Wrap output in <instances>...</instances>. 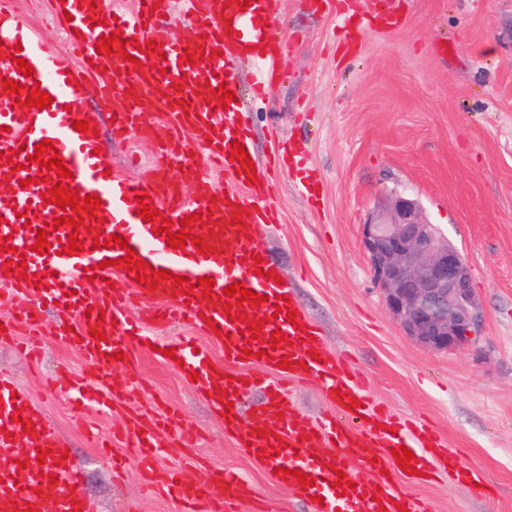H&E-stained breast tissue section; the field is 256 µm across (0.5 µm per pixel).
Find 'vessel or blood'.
I'll return each mask as SVG.
<instances>
[{"label":"vessel or blood","mask_w":512,"mask_h":512,"mask_svg":"<svg viewBox=\"0 0 512 512\" xmlns=\"http://www.w3.org/2000/svg\"><path fill=\"white\" fill-rule=\"evenodd\" d=\"M57 18L62 19L70 47L78 63L45 52L32 29L14 20L13 0H0V56L5 57L6 76L18 85L38 86L48 93L50 107L23 108L13 97L0 95V169L17 166L14 178L0 183V238L10 237L12 251H0V265L24 264V272H0V281L10 286L21 303L11 320L0 327V341L14 338L19 323L37 324L42 307L70 309L73 326H61L57 338L77 347L83 354L87 371L69 383L71 401L79 407L89 405L111 408L115 398L141 388L142 380L133 363V348L171 344L150 335L149 325L181 317L202 330L212 343L224 351V360L238 362L242 349H249V364L276 370L280 360L291 361L287 375L296 379H318L322 390L335 405L322 424L289 412L288 398L280 385L269 378L241 374L239 379L224 378L223 368L213 366L209 345L196 344L186 337L175 344L182 377L198 374L196 388L216 413L223 417L225 434L234 436L256 462L276 473L275 480L302 500L318 497L314 512H431L420 502L398 490L396 480L403 471L392 451L408 448L415 456L414 468L429 473L438 460L457 476L479 483V476L460 465L458 457L443 448L433 431L408 436L396 419L371 409L362 375L349 370L344 360L328 352L318 329L305 316L288 322V289L265 274L273 270L270 261L256 262L263 248L257 239L259 225L272 221L266 207L253 204L260 196V183L252 182L247 166L229 157L233 143L250 146L249 127L242 113L223 108L213 91L226 85L236 91L234 77L226 70L224 57L229 44L253 45L262 42L270 22V0H249L241 8L234 0H183L193 31L188 38L165 42L161 51L147 50L156 29L166 24L169 0H135L132 11H115L107 0H50ZM123 33L125 55L97 53L99 38ZM24 48L23 58L33 68L32 75L18 72L11 56ZM191 52L195 64L185 63L184 52ZM95 88L103 110L115 100L125 107L112 124L113 137L131 131L152 138L161 146L154 175L132 180L112 173L104 154L95 153L87 134L75 130L74 122L84 120L78 111L83 89ZM54 143L71 177L66 185L80 196L97 195L102 202L96 232L102 236L127 237L129 247L154 269L172 276L187 277L194 290L181 294L171 279L158 280L156 286L139 283L133 270L116 266L127 249L94 248L93 233L83 231L82 253L68 255L72 229L62 225L50 232L45 252L34 251L37 233L55 218L71 216V209L44 204L48 179L54 170L28 162L34 147L43 140ZM182 168L192 185L184 193L169 172ZM230 176L234 186L220 190L215 173ZM147 202L161 216L171 220L172 232L187 229L202 236L212 252L200 254L193 244L172 249L166 235L154 233L137 210ZM248 217L245 225L233 222L235 207ZM205 215V223L195 215ZM118 275L124 287L111 289L104 281ZM214 281L211 297L198 289L199 278ZM240 283L245 289L265 295L262 305L243 304L246 321H230L221 296L226 287ZM143 310L141 317L130 315L131 306ZM263 322L258 338L246 330L249 322ZM104 339H97V332ZM281 332L284 343L275 349H263L264 340ZM121 354L118 365L122 377H114L112 354ZM261 391L264 399L256 409L250 427H243L238 410H226V403L239 402L250 391ZM31 419L36 430L24 434L22 424L12 421L14 413ZM177 429L183 447H193L196 431L180 423L170 413L154 420H130L123 438L135 458L143 480V489L180 502L182 512H237L239 501L250 491L233 471L211 468L204 482L185 479L177 468H162L156 462L157 437ZM266 437H259V430ZM47 449L45 460H38L39 449ZM65 443L51 431L46 419L36 412L28 393L9 379L0 377V512H78L79 476L70 461L62 460ZM361 458L375 472L372 482L356 480L354 488L337 487L338 472L348 471L349 456ZM290 476H283V469ZM312 476L314 483H298L297 473Z\"/></svg>","instance_id":"vessel-or-blood-1"}]
</instances>
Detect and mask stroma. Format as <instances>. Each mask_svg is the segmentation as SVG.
<instances>
[{
	"label": "stroma",
	"instance_id": "stroma-1",
	"mask_svg": "<svg viewBox=\"0 0 512 512\" xmlns=\"http://www.w3.org/2000/svg\"><path fill=\"white\" fill-rule=\"evenodd\" d=\"M49 7L50 0H15L17 21L52 53L66 42ZM358 8L387 22L349 42L346 0L332 11L319 0H272L269 35L282 50L268 100L252 96L260 62L231 57L257 163L288 143L301 176L318 188L308 198L301 176L279 174L263 195L277 221L258 233L304 315L330 350L365 375L373 400L433 424L491 489L478 494L437 469L426 481H404L405 491L433 512H512V0H359ZM78 107L98 126L113 171L130 178L152 171L157 145L134 134L113 138L95 90ZM396 193L418 198L468 263L482 323L460 349L440 353L410 340L372 279L361 226ZM68 320L44 310L35 360L0 342V376L25 389L67 443L93 512H180L176 501L143 493L134 463L113 469L122 441L113 440L108 455L95 445L133 415L164 411L192 425L200 440L188 450L170 431L160 439L161 466L198 482L212 466L237 472L251 490L238 512H253L256 499L268 512H312L225 437L206 399L151 351L137 354L141 392L107 411L73 407L60 380L85 360L54 339ZM287 388L290 410L311 420L332 409L317 382Z\"/></svg>",
	"mask_w": 512,
	"mask_h": 512
}]
</instances>
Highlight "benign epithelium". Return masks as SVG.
<instances>
[{
	"label": "benign epithelium",
	"mask_w": 512,
	"mask_h": 512,
	"mask_svg": "<svg viewBox=\"0 0 512 512\" xmlns=\"http://www.w3.org/2000/svg\"><path fill=\"white\" fill-rule=\"evenodd\" d=\"M361 238L386 306L407 336L436 352L472 341L480 312L470 268L418 200L392 196L361 225Z\"/></svg>",
	"instance_id": "obj_1"
}]
</instances>
